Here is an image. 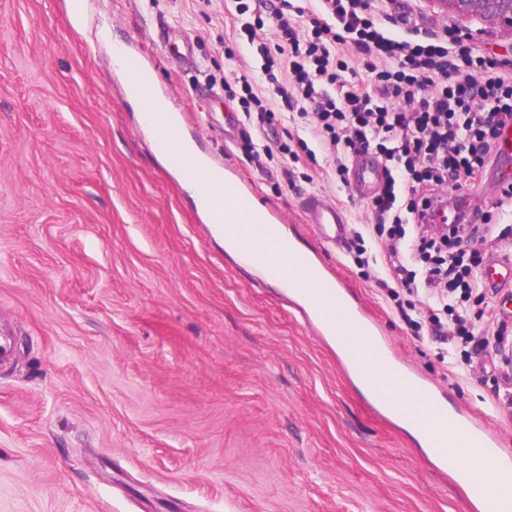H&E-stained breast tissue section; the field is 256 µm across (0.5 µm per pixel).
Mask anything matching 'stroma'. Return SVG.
Listing matches in <instances>:
<instances>
[{
  "instance_id": "stroma-1",
  "label": "stroma",
  "mask_w": 512,
  "mask_h": 512,
  "mask_svg": "<svg viewBox=\"0 0 512 512\" xmlns=\"http://www.w3.org/2000/svg\"><path fill=\"white\" fill-rule=\"evenodd\" d=\"M477 55L512 61V36L477 18L388 0ZM235 0H0V512H477L451 473L376 411L283 288L210 232L123 94L110 43H130L185 113L206 158L315 251L394 355L512 454V365L496 343L442 354L374 279L322 241L302 206L326 197L373 243L371 192L343 185L272 87L264 167L243 148L225 78L258 73ZM108 28L111 42L99 31ZM193 43L178 66L168 43ZM292 166L294 184L281 170Z\"/></svg>"
}]
</instances>
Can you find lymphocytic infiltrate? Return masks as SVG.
Segmentation results:
<instances>
[{
    "label": "lymphocytic infiltrate",
    "instance_id": "1",
    "mask_svg": "<svg viewBox=\"0 0 512 512\" xmlns=\"http://www.w3.org/2000/svg\"><path fill=\"white\" fill-rule=\"evenodd\" d=\"M317 16L293 0H239V31L255 45L261 75L287 107L305 105L302 117L312 136L338 160L337 177L348 169L343 157L373 153L384 164L382 186L371 214L375 244L385 260L377 283L392 302L401 294L419 298L418 315L430 340L452 346L474 341L475 323L464 302L482 288L471 268L475 253L462 249L467 222L491 215L447 195L449 181L474 182L491 159L500 130L512 125V62L474 55L449 42L447 34L421 36L417 21L402 11L385 21L369 0H317ZM309 16L302 33L299 17ZM272 25L279 40L271 55L260 37ZM403 37H394L390 26ZM366 61L371 88L343 89L347 53ZM246 122L244 142L254 161L271 155L254 134L264 132L272 113L241 77Z\"/></svg>",
    "mask_w": 512,
    "mask_h": 512
}]
</instances>
